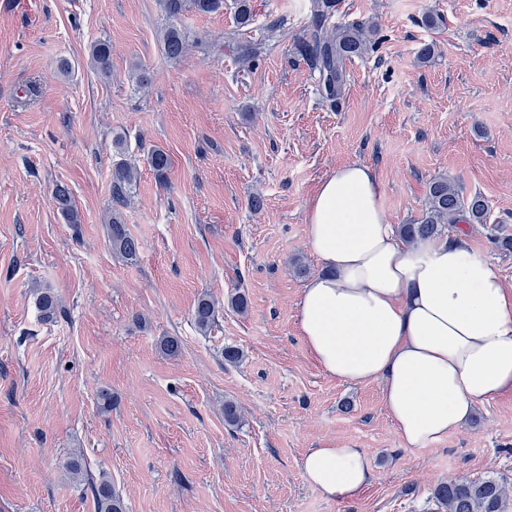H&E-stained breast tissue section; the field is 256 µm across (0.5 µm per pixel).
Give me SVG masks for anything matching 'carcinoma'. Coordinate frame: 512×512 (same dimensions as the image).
Instances as JSON below:
<instances>
[{
    "label": "carcinoma",
    "mask_w": 512,
    "mask_h": 512,
    "mask_svg": "<svg viewBox=\"0 0 512 512\" xmlns=\"http://www.w3.org/2000/svg\"><path fill=\"white\" fill-rule=\"evenodd\" d=\"M164 15L174 21L185 12L200 14L224 9V0H160ZM336 11V0H311L309 12L313 30L307 38L299 37L293 43V51L309 60L319 74L322 98L334 106L340 100L346 81L345 62L373 49L376 30L366 23L354 25H330ZM161 41L166 57L179 60L187 49L186 34L174 24L161 31ZM239 58L248 64L259 59L263 43H235ZM91 64L97 73L111 76L112 47L107 42L96 43L91 51ZM149 165L154 174L163 179L170 168L166 151L156 148L149 153ZM139 171L136 166L121 159L112 166V211L109 217V239L112 249L127 260L137 257L138 245L128 234L122 209L131 200ZM62 215L70 224L79 223L78 212L71 204L69 190L57 186L54 193ZM488 207L478 195L464 198L456 184L446 178L431 182L422 218L415 224L401 225V232L409 243L447 234L455 225L485 224ZM36 305L41 316L52 319L59 306L55 295L48 289L37 294ZM193 318L202 332L209 330L215 318V305L205 294L195 304ZM96 512H124L121 498L112 489V481L102 474L97 482L90 483ZM427 512H506L507 495L502 483L493 478L478 480H450L438 484L428 499Z\"/></svg>",
    "instance_id": "carcinoma-1"
}]
</instances>
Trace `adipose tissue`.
Returning <instances> with one entry per match:
<instances>
[{"mask_svg": "<svg viewBox=\"0 0 512 512\" xmlns=\"http://www.w3.org/2000/svg\"><path fill=\"white\" fill-rule=\"evenodd\" d=\"M382 201L369 165L322 181L307 217L321 269L303 288L299 330L328 375L380 383L402 447L422 449L512 391V289L464 233L405 242ZM303 474L347 501L374 469L365 449L325 447L309 451Z\"/></svg>", "mask_w": 512, "mask_h": 512, "instance_id": "1", "label": "adipose tissue"}]
</instances>
